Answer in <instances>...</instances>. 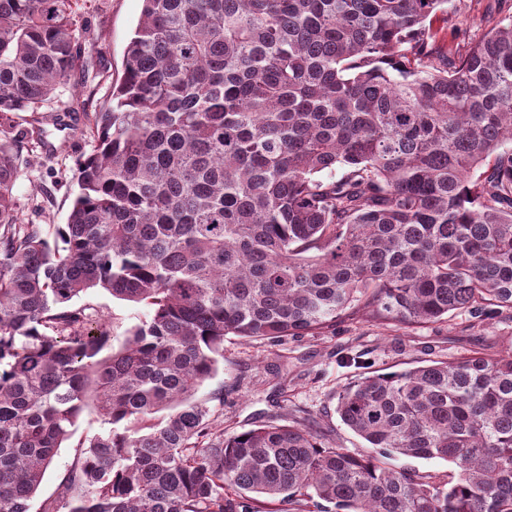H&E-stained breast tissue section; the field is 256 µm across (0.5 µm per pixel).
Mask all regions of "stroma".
<instances>
[{
	"instance_id": "1",
	"label": "stroma",
	"mask_w": 512,
	"mask_h": 512,
	"mask_svg": "<svg viewBox=\"0 0 512 512\" xmlns=\"http://www.w3.org/2000/svg\"><path fill=\"white\" fill-rule=\"evenodd\" d=\"M142 9V0H86L82 22L85 67L41 113L42 148L23 153L15 194L20 214L28 224L66 223L73 196L75 160L89 152L80 134L84 113L108 107L112 83L123 73L124 51ZM512 16V0H448L447 14H436L431 32L447 28L452 45L468 49L501 19ZM73 103L70 128L52 123L49 115ZM74 306L91 305L98 321L107 324L112 347H120L130 328L148 317L150 309L112 298L91 289L74 298ZM512 350V311L457 313L447 319L405 327L382 325L362 315L337 321L322 332L291 336L279 342H244L224 339V361L200 386L197 396L208 401L213 426L229 431L249 429L269 421L287 423L307 416L331 429L337 445L352 452L366 443L340 421L336 395L348 383L370 371L387 372L424 365L432 360L457 362L473 352ZM354 364H344V357ZM223 392V401L213 400ZM95 409L82 416L74 434L59 448L47 469L30 512H40L44 500L57 498L63 475L83 443L102 432Z\"/></svg>"
}]
</instances>
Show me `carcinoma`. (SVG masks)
<instances>
[{
	"mask_svg": "<svg viewBox=\"0 0 512 512\" xmlns=\"http://www.w3.org/2000/svg\"><path fill=\"white\" fill-rule=\"evenodd\" d=\"M447 3L143 0L67 223L25 224L21 113L83 67L84 28L80 0H0V512L91 404L108 428L41 512H512V352L349 383L366 453L301 416L214 432L196 398L229 334L512 310V18L460 53L428 32ZM90 289L151 308L105 356ZM392 464L399 467L417 469L420 472L442 475L451 469V464L440 459L423 460L416 458L401 457L399 459L389 460Z\"/></svg>",
	"mask_w": 512,
	"mask_h": 512,
	"instance_id": "cac0c4a2",
	"label": "carcinoma"
}]
</instances>
